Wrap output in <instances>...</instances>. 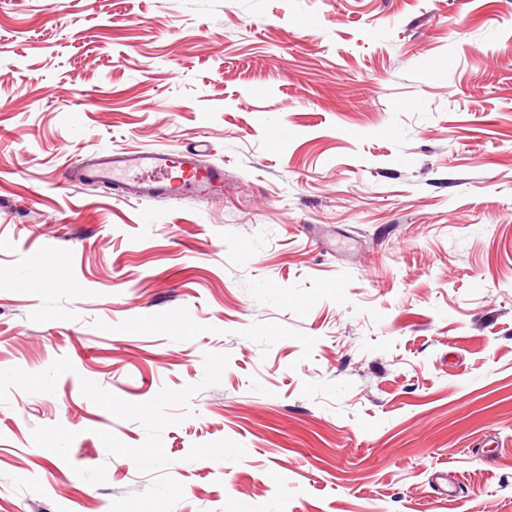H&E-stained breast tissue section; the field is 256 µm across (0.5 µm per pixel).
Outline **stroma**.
<instances>
[{
	"mask_svg": "<svg viewBox=\"0 0 512 512\" xmlns=\"http://www.w3.org/2000/svg\"><path fill=\"white\" fill-rule=\"evenodd\" d=\"M0 512H512V0H0ZM204 152L196 147L182 152L168 149L95 152L66 166L62 175L64 181L79 185L121 184L123 196L134 200L178 199L186 193L199 198L222 195L224 169L202 164L198 156ZM175 166L179 167L180 175L173 174Z\"/></svg>",
	"mask_w": 512,
	"mask_h": 512,
	"instance_id": "stroma-1",
	"label": "stroma"
}]
</instances>
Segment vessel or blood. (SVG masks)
I'll return each instance as SVG.
<instances>
[{
    "label": "vessel or blood",
    "instance_id": "1",
    "mask_svg": "<svg viewBox=\"0 0 512 512\" xmlns=\"http://www.w3.org/2000/svg\"><path fill=\"white\" fill-rule=\"evenodd\" d=\"M199 149L105 151L80 157L65 167L63 179L79 185L117 183L134 200L206 198L223 194L224 170L199 160Z\"/></svg>",
    "mask_w": 512,
    "mask_h": 512
}]
</instances>
